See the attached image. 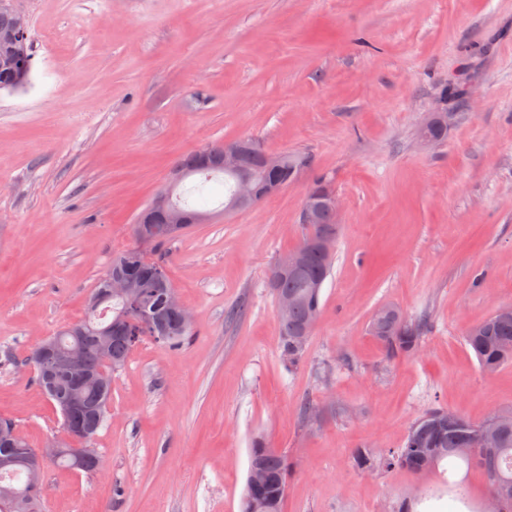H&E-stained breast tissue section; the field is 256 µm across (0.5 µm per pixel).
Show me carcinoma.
<instances>
[{
  "instance_id": "1",
  "label": "carcinoma",
  "mask_w": 512,
  "mask_h": 512,
  "mask_svg": "<svg viewBox=\"0 0 512 512\" xmlns=\"http://www.w3.org/2000/svg\"><path fill=\"white\" fill-rule=\"evenodd\" d=\"M437 123L425 130V134L441 143L448 137V113H437ZM210 163L201 165L195 153H189L176 163V171L182 179L200 177L197 190L212 179L224 177L225 199H230L234 177L225 173L219 158L224 155V145L209 147ZM311 165L310 156L305 152L293 151L282 154L281 166L277 171L269 170L264 162V152L255 144L246 146L240 157L241 169L255 177L257 184L266 185L279 181L286 185L296 180V175ZM191 228L181 224L177 228L159 223L156 226L152 245L157 258H150L139 250H126L112 258L111 270L128 271L140 282V292L134 300L107 299L102 292L108 277L100 279L93 289L87 317L58 331L52 339L59 350L68 349L78 341L84 348L88 369L97 374L105 372L107 377L124 367L135 343L119 328L123 322L136 333L137 339L149 337L166 347L180 345L191 330L182 327L178 312L169 306L166 295L172 287L168 273L158 277L155 265H166L164 247L181 233ZM305 235L300 248L306 252L303 266L297 271L273 269V292L292 296L295 303L288 314V320L281 322V354L289 366L298 365L304 355L309 337L304 328L320 314L322 289L316 287L332 273L334 254L326 253L312 245L320 233L337 235L336 215L322 208L310 224L304 225ZM428 319L407 318L394 306H383L373 315L370 333L381 341L388 356L413 354L421 346L428 329ZM112 328L110 343L112 364H101L99 359L100 336ZM465 343L473 350L480 368L497 371L506 364H512V305L500 307L485 320L466 331ZM54 385L59 393L74 394L83 406L80 422L83 426L99 431L107 419L108 405L112 396L109 386L91 382L79 387L71 384L62 372L58 373ZM29 442L20 438L13 448H0V498L12 495L15 498L13 512H41V491L29 487ZM249 465H257L265 475L264 483L252 490L245 487L241 501V512H254L253 502L264 503L263 512H283L285 498L282 490L287 488L290 468L287 458L274 448L266 445L260 437L250 448ZM353 465L362 471L405 468L414 473L431 469H442L448 492L460 489L457 480L462 468L481 472L494 492L495 484L490 474L499 481L512 486V410L499 411L482 422L467 420L455 413L434 409L416 420L406 435L402 447L385 453H376L363 446L353 453Z\"/></svg>"
}]
</instances>
